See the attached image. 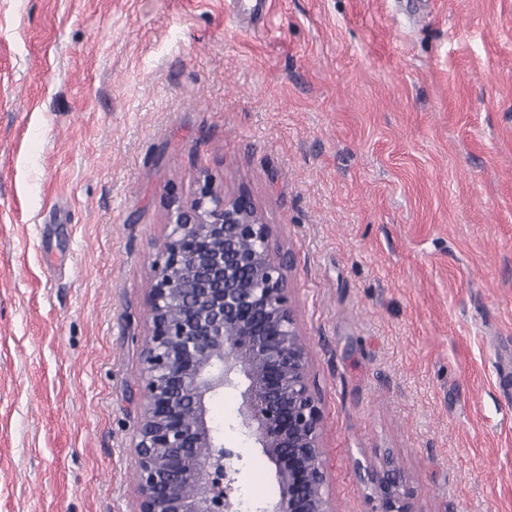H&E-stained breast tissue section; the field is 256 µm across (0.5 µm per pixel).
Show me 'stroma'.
<instances>
[{"label": "stroma", "instance_id": "1", "mask_svg": "<svg viewBox=\"0 0 512 512\" xmlns=\"http://www.w3.org/2000/svg\"><path fill=\"white\" fill-rule=\"evenodd\" d=\"M227 3L0 0V512H136L147 286L204 172L295 258L337 512L386 456L414 512H512V0Z\"/></svg>", "mask_w": 512, "mask_h": 512}]
</instances>
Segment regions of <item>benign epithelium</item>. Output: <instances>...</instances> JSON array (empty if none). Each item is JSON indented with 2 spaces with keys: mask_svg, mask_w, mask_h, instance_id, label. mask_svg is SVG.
<instances>
[{
  "mask_svg": "<svg viewBox=\"0 0 512 512\" xmlns=\"http://www.w3.org/2000/svg\"><path fill=\"white\" fill-rule=\"evenodd\" d=\"M147 300L137 512H238L231 491L241 454L224 447L213 400L239 392L240 425L271 465L277 496L253 512H336L328 490L323 411L288 289L291 259L270 247L251 199L208 176L170 204ZM374 512H413L390 459L357 463Z\"/></svg>",
  "mask_w": 512,
  "mask_h": 512,
  "instance_id": "obj_1",
  "label": "benign epithelium"
}]
</instances>
